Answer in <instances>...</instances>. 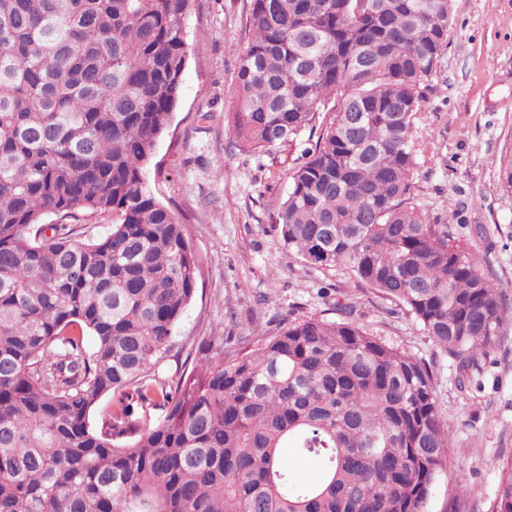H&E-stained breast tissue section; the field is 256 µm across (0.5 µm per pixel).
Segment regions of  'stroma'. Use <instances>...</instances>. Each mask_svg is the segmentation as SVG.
<instances>
[{
    "mask_svg": "<svg viewBox=\"0 0 512 512\" xmlns=\"http://www.w3.org/2000/svg\"><path fill=\"white\" fill-rule=\"evenodd\" d=\"M250 2L200 0L188 16L179 101L148 171L154 195L189 227L201 269L174 341L192 354L212 336L250 340L310 315L340 319L337 303L353 304L367 332L433 369L452 448L426 512H489L512 456V317L462 392L456 362L405 308L346 269L288 254L273 228L288 194V150L239 151L227 119L237 55L252 34ZM451 7L448 48L421 87L413 192L431 219L453 220L486 277L512 299V192L499 169L512 155V0Z\"/></svg>",
    "mask_w": 512,
    "mask_h": 512,
    "instance_id": "1",
    "label": "stroma"
}]
</instances>
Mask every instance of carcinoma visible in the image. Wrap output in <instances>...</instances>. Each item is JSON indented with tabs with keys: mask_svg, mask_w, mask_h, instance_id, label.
<instances>
[{
	"mask_svg": "<svg viewBox=\"0 0 512 512\" xmlns=\"http://www.w3.org/2000/svg\"><path fill=\"white\" fill-rule=\"evenodd\" d=\"M196 2L0 0V512H425L451 448L432 370L357 323L310 316L156 376L199 274L147 181ZM450 15L451 0H252L229 117L252 151L333 113L276 229L407 308L464 390L506 307L412 196ZM79 209L115 222L79 241ZM284 448L321 472L294 483ZM491 512H512V458Z\"/></svg>",
	"mask_w": 512,
	"mask_h": 512,
	"instance_id": "carcinoma-1",
	"label": "carcinoma"
}]
</instances>
